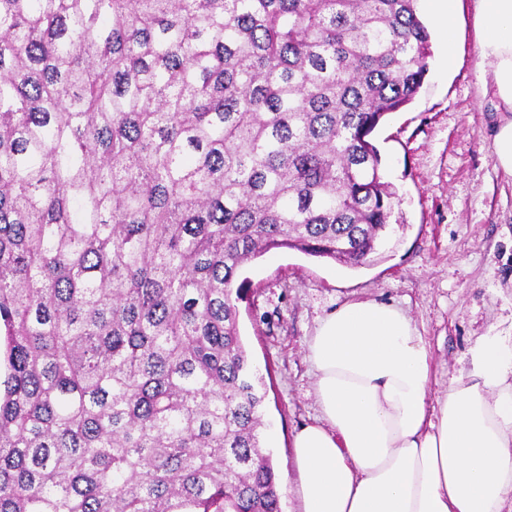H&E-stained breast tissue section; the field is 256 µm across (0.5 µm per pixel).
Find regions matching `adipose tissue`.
Instances as JSON below:
<instances>
[{
	"label": "adipose tissue",
	"instance_id": "1",
	"mask_svg": "<svg viewBox=\"0 0 512 512\" xmlns=\"http://www.w3.org/2000/svg\"><path fill=\"white\" fill-rule=\"evenodd\" d=\"M478 2V78L512 178V0ZM307 350L320 416L292 438L298 512H512V343L481 337L438 396L424 338L392 304L338 306Z\"/></svg>",
	"mask_w": 512,
	"mask_h": 512
}]
</instances>
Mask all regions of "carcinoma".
Segmentation results:
<instances>
[{
    "mask_svg": "<svg viewBox=\"0 0 512 512\" xmlns=\"http://www.w3.org/2000/svg\"><path fill=\"white\" fill-rule=\"evenodd\" d=\"M418 0H0V512H280L234 287L358 268Z\"/></svg>",
    "mask_w": 512,
    "mask_h": 512,
    "instance_id": "1",
    "label": "carcinoma"
}]
</instances>
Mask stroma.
<instances>
[{
    "instance_id": "1",
    "label": "stroma",
    "mask_w": 512,
    "mask_h": 512,
    "mask_svg": "<svg viewBox=\"0 0 512 512\" xmlns=\"http://www.w3.org/2000/svg\"><path fill=\"white\" fill-rule=\"evenodd\" d=\"M477 0H461L457 54L433 37L416 98L372 135L381 173L397 193L384 258L356 269L291 249L245 269L239 328L266 393L264 445L272 453L281 512H297L291 440L319 410L307 341L342 303L376 299L404 309L432 358L441 392L467 366L481 336L512 337V179L495 168L499 118L478 80Z\"/></svg>"
}]
</instances>
